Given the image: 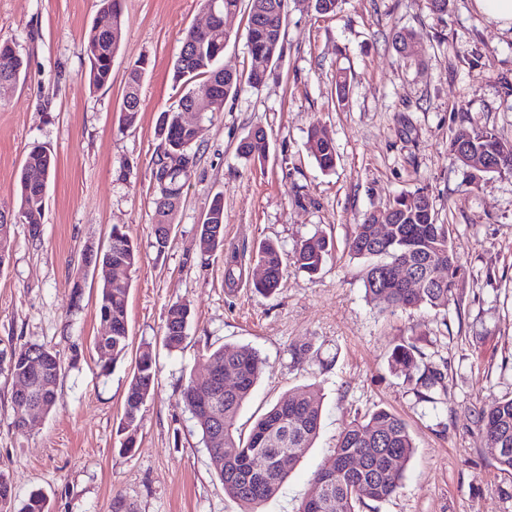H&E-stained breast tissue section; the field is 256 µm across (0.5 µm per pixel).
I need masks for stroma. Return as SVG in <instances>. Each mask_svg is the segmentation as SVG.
I'll return each mask as SVG.
<instances>
[{
    "mask_svg": "<svg viewBox=\"0 0 512 512\" xmlns=\"http://www.w3.org/2000/svg\"><path fill=\"white\" fill-rule=\"evenodd\" d=\"M124 29L112 84L91 92L84 35L98 0H0V38L28 62L26 77L0 88V211L17 205L15 183L30 146L56 159L41 233L12 229L0 268V357L33 344L59 352L58 405L39 427L13 426L16 383L0 373V473L21 512L42 493L49 512H237L224 494L201 434L181 402L188 380L204 377L210 350L256 349L264 373L238 425L256 419L296 388L322 395L320 433L262 512H296L314 494L312 478L355 414L382 407L399 415L415 443L399 491L366 512H512V473L500 470L475 423L479 408L512 396V173L459 167L448 155L455 123L470 118L512 139V29L451 0L446 16L425 0H342L320 13L315 0H286L284 53L258 89L243 88L202 121L200 158L184 191L169 242L157 249L151 157L158 112L175 107L172 68L185 31L206 22L200 0H124ZM415 35L408 55L396 31ZM148 72L134 124L120 109L125 72L139 58ZM350 83L338 101L333 77ZM321 122L336 141L334 171L309 154L307 130ZM267 132L264 165H246L236 146L254 127ZM428 188L460 256L456 301L378 314L365 296L364 262L346 242L364 214L394 195ZM224 198V249L197 247L215 196ZM124 226L141 262L130 275L129 348L102 374L94 341L100 269L84 267L87 247H107ZM316 234L334 248L322 270L288 266L276 293L255 292V252L264 241L292 257ZM241 275L224 277L229 259ZM84 274L81 298L73 276ZM189 305L180 349L163 347L167 309ZM423 361L448 367L442 404L419 400L415 383L391 371L400 338ZM156 357L155 391L142 411L131 452L121 450L127 387L143 344ZM307 345L301 361L293 346Z\"/></svg>",
    "mask_w": 512,
    "mask_h": 512,
    "instance_id": "stroma-1",
    "label": "stroma"
}]
</instances>
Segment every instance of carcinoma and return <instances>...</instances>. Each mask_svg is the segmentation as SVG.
Returning <instances> with one entry per match:
<instances>
[{
    "instance_id": "carcinoma-1",
    "label": "carcinoma",
    "mask_w": 512,
    "mask_h": 512,
    "mask_svg": "<svg viewBox=\"0 0 512 512\" xmlns=\"http://www.w3.org/2000/svg\"><path fill=\"white\" fill-rule=\"evenodd\" d=\"M98 13L110 17V30H101L94 23L85 35L84 52L88 60L87 81L90 89L99 90L112 80V59L119 50L124 16L122 0H99ZM202 7L214 9L218 19L210 29L190 28L182 45L189 47L179 53L173 66V80L182 89L178 108L160 112L157 127H166L152 155V164L161 156L177 155L175 167L166 182H154L155 214L174 220L186 184L197 166L199 150L196 138L182 122L181 108L197 103L204 93L218 100L213 111L224 110V100L236 96L245 85L258 88L270 78L271 72L250 69L242 73L224 71L222 56L231 34L224 28V16L237 13L242 0H201ZM283 0H254L249 7L246 45L249 53H262L278 60L284 50ZM145 59L136 61L127 71L125 95L121 107L122 121H136L140 104L139 91L147 71ZM25 71L24 59L13 52L10 41L0 39V81L17 82ZM262 128L256 127L240 139L237 156L249 164L266 159ZM500 158L499 173H512V140L495 128L459 124L452 133L448 151L454 163L467 166L456 151L457 145ZM307 148L321 170L336 167V142L319 122L307 133ZM56 159L42 145L27 152L17 183L15 212L25 216V223L40 224L43 202L29 183L33 173L50 178ZM208 214L211 224L199 231L198 248L203 255L224 249V199H213ZM392 219L390 235L378 239L373 226ZM12 225L0 221V268L10 258ZM352 256L364 261L363 285L366 297L381 314L409 311L421 306L445 309L455 299L457 274L461 263L451 239L450 225L436 220L434 203L421 187L389 199L382 210L366 214L355 225L347 242ZM332 244L314 235L297 244L293 264L309 273H318L331 252ZM101 260L129 270L138 266L140 251L122 227L112 226L110 241ZM258 262L265 267L264 278L254 283L259 293L278 289L286 265L283 253L271 242L260 245ZM408 266L411 275L421 283L418 288H405L392 277L393 268ZM131 283L101 287L98 314L102 322L112 326L104 343L96 344L99 364L108 372L126 354L128 348L127 303ZM188 304L176 301L169 305L162 344L170 351L181 348L190 320ZM41 359V381L33 392V401L46 413L57 405V385L62 374L60 354L33 344L10 358L8 372L14 377L29 367L30 357ZM215 370L232 373L236 382L215 397L207 408L197 403L209 387L188 381L182 390V401L191 413L209 452L225 495L240 507V512H261V506L275 495L288 474L298 465L306 449L312 447L322 420V400L313 385L288 394L262 415L248 435L236 426L237 416L248 400L264 371V361L250 347L226 344L207 356ZM391 368L414 379L417 393L426 402H435L433 394L444 388L445 374L422 363L419 351L409 338L400 339L390 355ZM156 376V361L151 346H144L136 359L124 403L121 431L126 433L122 447L129 451L134 445L142 408L151 399ZM476 425L489 447L496 449V462L503 471H512V396L496 400L477 412ZM414 441L404 420L384 408H377L354 417L341 432L333 453L326 457L314 474L313 481L323 494L317 499L305 498L297 512H362L367 502H382L402 487L407 465L414 453Z\"/></svg>"
}]
</instances>
